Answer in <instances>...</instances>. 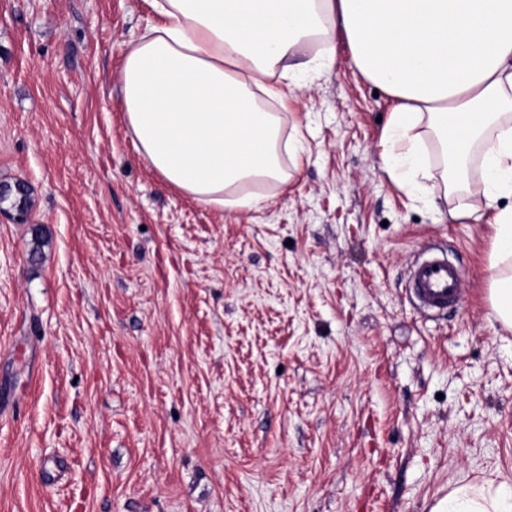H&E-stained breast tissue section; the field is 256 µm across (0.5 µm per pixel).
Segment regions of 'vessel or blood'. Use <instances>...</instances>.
<instances>
[{
	"label": "vessel or blood",
	"instance_id": "obj_1",
	"mask_svg": "<svg viewBox=\"0 0 512 512\" xmlns=\"http://www.w3.org/2000/svg\"><path fill=\"white\" fill-rule=\"evenodd\" d=\"M464 273L447 258L429 254L414 264L410 291L417 306L426 312H443L462 300Z\"/></svg>",
	"mask_w": 512,
	"mask_h": 512
}]
</instances>
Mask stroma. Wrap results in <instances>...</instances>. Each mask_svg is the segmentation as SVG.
I'll return each instance as SVG.
<instances>
[{
  "label": "stroma",
  "mask_w": 512,
  "mask_h": 512,
  "mask_svg": "<svg viewBox=\"0 0 512 512\" xmlns=\"http://www.w3.org/2000/svg\"><path fill=\"white\" fill-rule=\"evenodd\" d=\"M151 0H0V512H430L512 487V329L471 190L409 193L393 107L334 62L291 92L287 183L258 210L168 187L119 101ZM428 246L465 272L422 314ZM489 297L502 323L512 328V274L510 277L494 278Z\"/></svg>",
  "instance_id": "1"
}]
</instances>
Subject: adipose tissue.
Instances as JSON below:
<instances>
[{
  "instance_id": "ef3b65f1",
  "label": "adipose tissue",
  "mask_w": 512,
  "mask_h": 512,
  "mask_svg": "<svg viewBox=\"0 0 512 512\" xmlns=\"http://www.w3.org/2000/svg\"><path fill=\"white\" fill-rule=\"evenodd\" d=\"M162 18L125 55L120 97L140 156L171 186L219 210H251L288 179L281 85L316 48L331 65L342 32L358 70L395 102L381 142L409 191L426 168L416 128L437 140L446 190L473 152L487 207L512 197V0H153ZM431 512H512V489L468 483Z\"/></svg>"
}]
</instances>
